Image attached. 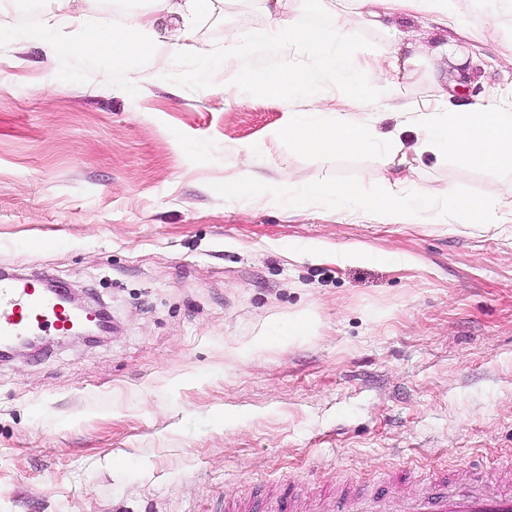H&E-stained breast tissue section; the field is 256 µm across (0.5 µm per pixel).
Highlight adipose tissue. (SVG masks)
<instances>
[{"instance_id": "adipose-tissue-1", "label": "adipose tissue", "mask_w": 512, "mask_h": 512, "mask_svg": "<svg viewBox=\"0 0 512 512\" xmlns=\"http://www.w3.org/2000/svg\"><path fill=\"white\" fill-rule=\"evenodd\" d=\"M48 19L27 31V39L52 40L63 26L73 29L72 50L110 52L115 63L146 59L163 48L179 51L197 21L210 18L220 11L223 0H149L143 11H129L119 25L85 22L73 16V0H52ZM332 10L335 22L332 28H291L293 43L317 56L322 63L321 74L305 69L280 66L254 73L256 87L268 93L290 98L294 93L316 86L318 78L346 86L360 106L368 108L384 101L398 102L405 114V126L416 133L415 154L433 153L455 156L463 167L476 169H512V99L494 97L478 107L459 111L440 104L419 106L405 100L404 87L411 78L404 62L396 52L383 55L356 57L346 45L355 19L376 25L381 19H401L421 15L436 16L439 22L452 30H459L460 20L454 11V0H321ZM175 14L182 21L181 29L168 41L158 40L153 32L157 16ZM371 72L373 87H365L360 76ZM328 106L322 99L309 100L304 109L289 113L280 137L288 139L297 149L317 154H339L383 149L389 162H396L402 145L397 133L379 134L370 121L354 119L339 112L334 122H326ZM284 201L291 206L306 202L332 200L337 207H356L369 220H384L390 224L407 223L418 211L433 212L431 189L412 185L409 193L395 189L360 197L355 185L340 181L325 184L318 181L293 182L283 179ZM452 205L451 219L460 225L485 224L500 226L512 222V188H492L481 198H467L448 188Z\"/></svg>"}]
</instances>
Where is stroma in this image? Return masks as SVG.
Here are the masks:
<instances>
[{
    "label": "stroma",
    "instance_id": "35a3bbf8",
    "mask_svg": "<svg viewBox=\"0 0 512 512\" xmlns=\"http://www.w3.org/2000/svg\"><path fill=\"white\" fill-rule=\"evenodd\" d=\"M0 0V272L48 275L105 303L99 343L55 340L0 362V512H224L302 485L316 512L331 484L466 483L468 461L502 486L512 459V231L367 221L327 204L288 208L282 173L359 183L402 177L471 197L511 170L381 151L319 155L278 137L291 110L250 73L320 71L284 42L207 66L224 34L267 24L258 0H224L189 49L114 64L22 38L50 8ZM437 68L448 37L424 19L408 98L512 94V14ZM251 167H244L245 151ZM379 173L376 182L366 172ZM252 180L249 198L215 192ZM306 320L304 335L288 328Z\"/></svg>",
    "mask_w": 512,
    "mask_h": 512
}]
</instances>
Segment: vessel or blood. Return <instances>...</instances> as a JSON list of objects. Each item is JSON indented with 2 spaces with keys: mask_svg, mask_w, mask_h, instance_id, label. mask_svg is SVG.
<instances>
[{
  "mask_svg": "<svg viewBox=\"0 0 512 512\" xmlns=\"http://www.w3.org/2000/svg\"><path fill=\"white\" fill-rule=\"evenodd\" d=\"M81 320L80 314L31 279L0 274V343L10 344L28 336H64ZM377 488L331 491L321 502L322 512H371ZM296 495L283 487L271 496L263 512H296ZM403 512H512V488L488 487L481 473H474L468 488L460 489L438 478L428 490L403 497Z\"/></svg>",
  "mask_w": 512,
  "mask_h": 512,
  "instance_id": "1",
  "label": "vessel or blood"
}]
</instances>
